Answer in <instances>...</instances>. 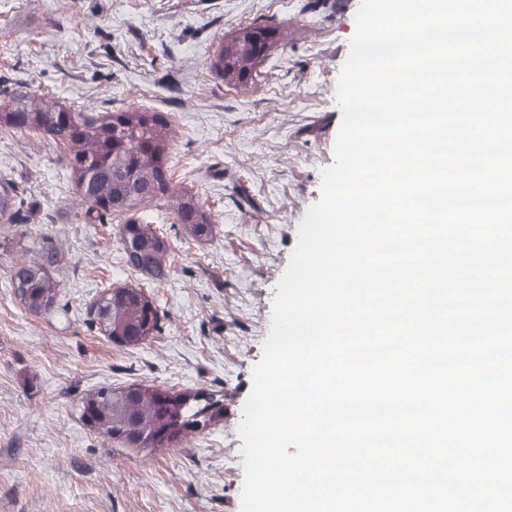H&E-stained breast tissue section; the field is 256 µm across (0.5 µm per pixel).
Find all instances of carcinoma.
Listing matches in <instances>:
<instances>
[{"label": "carcinoma", "mask_w": 512, "mask_h": 512, "mask_svg": "<svg viewBox=\"0 0 512 512\" xmlns=\"http://www.w3.org/2000/svg\"><path fill=\"white\" fill-rule=\"evenodd\" d=\"M283 37L275 24L253 22L222 39L214 74L229 84L253 79L258 65ZM0 130L32 132L64 147L75 197L87 222L125 217L120 242L125 264L153 280L166 279L170 248L157 228L130 215L147 203H164L177 223L199 240L215 234V223L189 194L172 191L168 166L175 131L162 112L130 106L106 112L75 111L55 97L18 85L0 88ZM21 204L16 188L0 183V222L12 224ZM59 252L52 236H43L11 268V284L33 314L54 310L61 293L56 277ZM93 322L111 340L137 346L162 329L155 302L137 287L109 288L91 308ZM80 418L90 429L125 448L155 451L182 441L224 419V401L204 391L160 390L132 383L102 387L79 400Z\"/></svg>", "instance_id": "obj_1"}]
</instances>
